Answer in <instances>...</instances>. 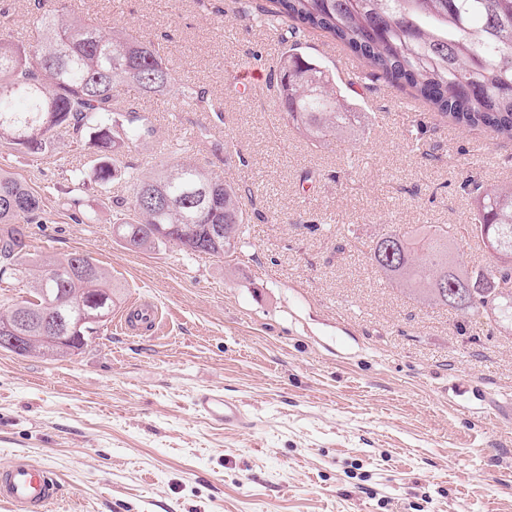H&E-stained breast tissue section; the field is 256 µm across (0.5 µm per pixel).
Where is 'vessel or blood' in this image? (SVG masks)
Masks as SVG:
<instances>
[{
  "label": "vessel or blood",
  "instance_id": "vessel-or-blood-1",
  "mask_svg": "<svg viewBox=\"0 0 512 512\" xmlns=\"http://www.w3.org/2000/svg\"><path fill=\"white\" fill-rule=\"evenodd\" d=\"M123 326L133 329L151 325L155 311L140 303L127 307L121 316ZM195 408L211 422L228 429L245 428L249 418L237 400L223 391L210 389L199 394ZM61 486L45 465L25 459H16L0 465V501L11 506L13 512H51L60 498Z\"/></svg>",
  "mask_w": 512,
  "mask_h": 512
}]
</instances>
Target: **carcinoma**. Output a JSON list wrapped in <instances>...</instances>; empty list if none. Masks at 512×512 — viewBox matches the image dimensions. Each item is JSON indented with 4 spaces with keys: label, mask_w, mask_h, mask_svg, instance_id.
I'll return each instance as SVG.
<instances>
[{
    "label": "carcinoma",
    "mask_w": 512,
    "mask_h": 512,
    "mask_svg": "<svg viewBox=\"0 0 512 512\" xmlns=\"http://www.w3.org/2000/svg\"><path fill=\"white\" fill-rule=\"evenodd\" d=\"M274 9L260 22L276 29L295 23L291 33H326L350 49L366 69L411 87L441 117L463 129L483 128L512 140V0H271ZM0 15V142L32 156L51 149L53 136H84L95 148L93 179L99 184L124 179L132 187L117 208L112 228L129 250L174 243L205 255L233 256L248 225L246 191L190 162H179L152 176L129 171L130 145L154 133L150 126L128 127L136 107L117 90L140 95L168 93L176 71L163 62L150 40L124 29L105 34L95 22L61 5L46 8L33 0V36L16 43L4 36ZM282 118L315 147L351 139L362 129L359 112L331 86L323 68L289 50L277 79ZM180 103L209 106L205 93L181 90ZM474 221L460 228L418 224L403 233L378 235L368 258L389 280L420 302L456 317L483 318L512 332V188L489 189L468 181ZM41 211L40 199L21 180L0 173V274L21 273L30 284L0 311V335L23 333L26 322L59 319L72 325L75 339L32 344L20 352L72 355L96 330L87 322L92 308L112 311V282L90 256L70 253L18 269L26 253L25 225ZM492 243L486 268L460 260V242ZM472 285L468 304L448 303L450 285Z\"/></svg>",
    "instance_id": "obj_1"
}]
</instances>
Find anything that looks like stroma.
<instances>
[{
	"mask_svg": "<svg viewBox=\"0 0 512 512\" xmlns=\"http://www.w3.org/2000/svg\"><path fill=\"white\" fill-rule=\"evenodd\" d=\"M68 4L145 36L222 104L136 97L154 134L128 165L187 160L254 203L233 257L131 251L112 232L127 185L68 179L90 146L0 145V168L43 201L29 258L90 255L113 312L143 296L162 313L152 331L106 323L64 358L0 350V462L47 465L53 512H512V334L421 305L366 257L385 232L470 223L463 182L512 185V140L444 121L323 34L294 44L258 24L269 0ZM294 45L368 116L355 146H312L280 119L272 81ZM83 210L96 222H77ZM212 388L243 402L249 428L195 411Z\"/></svg>",
	"mask_w": 512,
	"mask_h": 512,
	"instance_id": "stroma-1",
	"label": "stroma"
}]
</instances>
